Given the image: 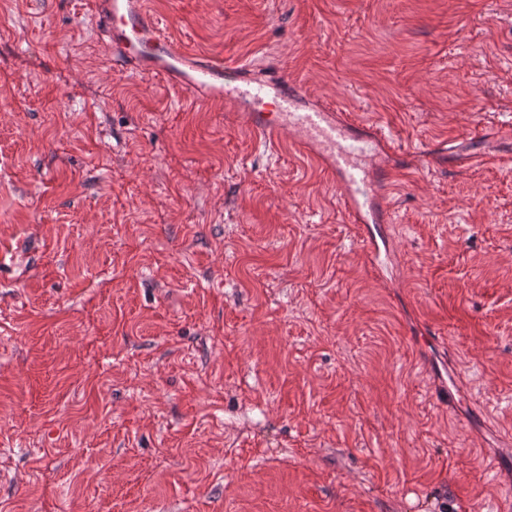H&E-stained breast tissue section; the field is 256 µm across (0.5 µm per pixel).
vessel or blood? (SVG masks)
I'll list each match as a JSON object with an SVG mask.
<instances>
[{
	"instance_id": "1",
	"label": "vessel or blood",
	"mask_w": 512,
	"mask_h": 512,
	"mask_svg": "<svg viewBox=\"0 0 512 512\" xmlns=\"http://www.w3.org/2000/svg\"><path fill=\"white\" fill-rule=\"evenodd\" d=\"M91 9L113 54L192 103L218 102L225 111L246 115L261 143L291 138L336 183L349 223H387L388 204L376 189L388 183L390 172L378 168L377 159L396 153L401 145L380 128L363 127L335 107L310 99L287 73L260 80L239 61L192 52L164 36L146 0H91Z\"/></svg>"
}]
</instances>
